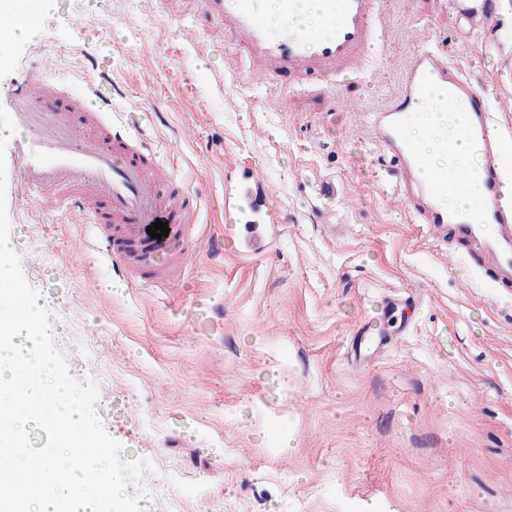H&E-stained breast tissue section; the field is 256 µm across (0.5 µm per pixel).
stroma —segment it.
I'll return each instance as SVG.
<instances>
[{
    "mask_svg": "<svg viewBox=\"0 0 512 512\" xmlns=\"http://www.w3.org/2000/svg\"><path fill=\"white\" fill-rule=\"evenodd\" d=\"M386 13L365 71L288 79L253 73L232 31L188 0H55L0 71L2 90L46 61L73 96L111 87L116 125L143 133L202 204L177 287L113 285L81 247L89 226L36 214L6 168L53 344L96 386L121 460L149 464L125 486L141 512H512V284L376 186L388 161L368 127L434 43L512 104V0L479 33L448 0ZM246 167L279 218L260 251L224 225V184ZM392 295L408 299L384 317L394 340L353 365L354 337Z\"/></svg>",
    "mask_w": 512,
    "mask_h": 512,
    "instance_id": "obj_1",
    "label": "stroma"
}]
</instances>
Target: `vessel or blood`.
Returning <instances> with one entry per match:
<instances>
[{"label": "vessel or blood", "mask_w": 512, "mask_h": 512, "mask_svg": "<svg viewBox=\"0 0 512 512\" xmlns=\"http://www.w3.org/2000/svg\"><path fill=\"white\" fill-rule=\"evenodd\" d=\"M384 4L330 0L327 32L287 26L274 35L267 28L262 0H234L229 7L224 0H201L203 10L226 23L245 44L250 67L277 76L317 70L334 77L359 69L383 28ZM448 6L473 28L487 26L497 13L496 0H448ZM49 74L43 66L29 69L21 87L5 98L20 132L13 143L20 185L36 193L48 211L80 213L83 223L96 230L92 248L116 271L132 268L145 280L156 281L164 261L189 258L187 250L176 247L194 223L184 193L158 194L157 183L169 175L136 134L113 127L111 92L94 86L73 99ZM436 88L444 91L449 111L464 113L462 134L483 156V217L478 223L438 206V198L456 183L451 173H426L424 159L403 136ZM372 123L393 163L390 176L404 190L407 209L437 236L464 242L490 262L502 283H511L512 207H504L501 196L502 172L512 167V157L500 145V122L490 102L449 60L445 46L428 45L416 52L397 96L373 112ZM255 182L248 176L226 186L224 204L226 223L236 224L241 219L236 201L250 196L247 221L254 235L249 246L257 250L277 215L268 197L255 193ZM158 220L170 228L159 241L146 231Z\"/></svg>", "instance_id": "vessel-or-blood-1"}]
</instances>
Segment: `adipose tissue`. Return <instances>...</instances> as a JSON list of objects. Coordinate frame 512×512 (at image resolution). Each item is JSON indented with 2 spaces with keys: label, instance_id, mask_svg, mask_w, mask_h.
Returning <instances> with one entry per match:
<instances>
[{
  "label": "adipose tissue",
  "instance_id": "1",
  "mask_svg": "<svg viewBox=\"0 0 512 512\" xmlns=\"http://www.w3.org/2000/svg\"><path fill=\"white\" fill-rule=\"evenodd\" d=\"M52 5L53 0H0V66L25 51L28 35ZM463 125V113L449 111L437 93L406 134L425 156L430 171L451 169L460 185V192L448 194L444 205L475 219L480 215L481 203V187L475 176L477 155L461 138Z\"/></svg>",
  "mask_w": 512,
  "mask_h": 512
}]
</instances>
